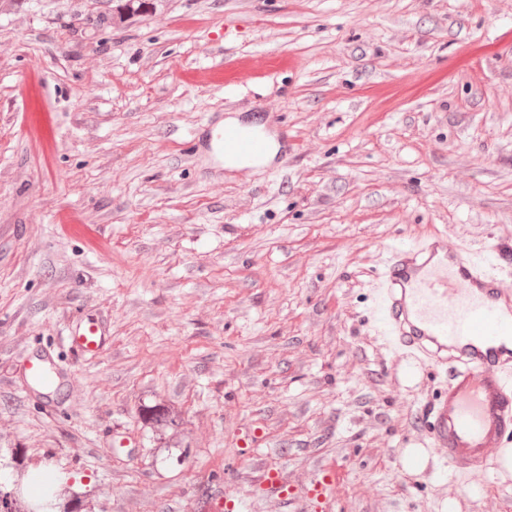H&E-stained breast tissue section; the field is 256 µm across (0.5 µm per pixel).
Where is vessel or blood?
Returning <instances> with one entry per match:
<instances>
[{
	"label": "vessel or blood",
	"instance_id": "1",
	"mask_svg": "<svg viewBox=\"0 0 512 512\" xmlns=\"http://www.w3.org/2000/svg\"><path fill=\"white\" fill-rule=\"evenodd\" d=\"M204 135L219 161L259 168L272 150V135L264 128L212 118ZM379 279L384 327L401 350L444 377V390L419 416L431 455L460 473L490 469L512 441V240L494 241L480 254L442 235L398 246ZM66 342L78 355H95L107 342L106 326L80 316ZM25 377L37 389L74 387L73 377L45 357L28 360ZM263 481L275 512H288L294 495L287 471H268ZM337 484L332 463L306 480L302 492L311 512H326Z\"/></svg>",
	"mask_w": 512,
	"mask_h": 512
}]
</instances>
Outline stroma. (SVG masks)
Segmentation results:
<instances>
[{"label":"stroma","mask_w":512,"mask_h":512,"mask_svg":"<svg viewBox=\"0 0 512 512\" xmlns=\"http://www.w3.org/2000/svg\"><path fill=\"white\" fill-rule=\"evenodd\" d=\"M216 114L287 161L190 154ZM441 233L512 240V0H0V465L23 449L98 512H203L204 487L271 512L258 467L326 460L332 512H512L496 472L403 467L442 377L386 336L377 274ZM87 312L110 338L82 358ZM44 354L74 391L30 389ZM66 342L76 354L93 356L107 342L106 326L100 318L82 315L68 327ZM139 418L157 450L165 448L163 452L169 453L170 450L189 446L190 437L183 426L182 410L170 401L153 398L144 402L140 406Z\"/></svg>","instance_id":"stroma-1"}]
</instances>
